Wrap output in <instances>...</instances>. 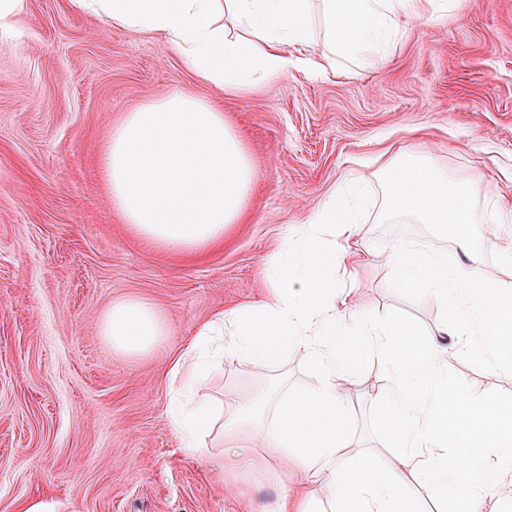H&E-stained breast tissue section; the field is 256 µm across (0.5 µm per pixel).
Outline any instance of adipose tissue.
Listing matches in <instances>:
<instances>
[{
    "mask_svg": "<svg viewBox=\"0 0 512 512\" xmlns=\"http://www.w3.org/2000/svg\"><path fill=\"white\" fill-rule=\"evenodd\" d=\"M329 22L315 48L309 0H71L74 9L112 26L166 33L202 82L228 90L288 69L312 73L340 53L388 52L416 20L442 21L458 0H321ZM113 207L129 230L157 249L196 255L241 223L255 172L224 113L174 91L126 113L107 135L101 159ZM385 217L410 216L462 246L482 243L475 207L494 215L507 205L479 197L477 175L440 170L430 154L387 157ZM358 213L339 192L314 209L296 241L270 259L269 286L255 303L224 310L171 359L184 393L170 416L182 454L216 456L218 470L273 473L282 486L269 506L231 485L247 512H411L414 493L439 500L457 489L466 512L512 488V403L489 404L448 379V360L463 354L512 370L501 356L512 344V245L501 251V277L475 275L444 250L386 245L376 250L406 288L452 304L453 331L420 348L396 320L376 323L353 302L347 275L359 251ZM99 330L121 354L143 356L165 343L163 314L138 297L116 300ZM301 351L320 366L305 393L272 386L245 392L236 411L221 409L204 386L225 361L276 365ZM371 383L387 412L393 457L360 448L343 392ZM460 401L449 406V393Z\"/></svg>",
    "mask_w": 512,
    "mask_h": 512,
    "instance_id": "adipose-tissue-1",
    "label": "adipose tissue"
}]
</instances>
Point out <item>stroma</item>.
Here are the masks:
<instances>
[{"label":"stroma","instance_id":"1","mask_svg":"<svg viewBox=\"0 0 512 512\" xmlns=\"http://www.w3.org/2000/svg\"><path fill=\"white\" fill-rule=\"evenodd\" d=\"M21 31L0 39V512L39 497L58 512H239L214 460L184 457L171 437V355L224 308L260 299L283 240L354 178L357 303L376 322L406 324L415 345L453 321L371 254L424 242L474 259L429 225L384 219L378 154L431 151L439 167L477 172L512 199V0H460L439 24L416 23L376 67L340 55L325 75L292 69L234 91L196 79L166 35L113 27L69 0H26ZM174 90L219 107L256 170L244 222L200 257L131 234L102 172L112 126ZM129 296L167 321L168 341L146 356L113 352L99 332ZM282 375L300 393L320 370L298 351L274 367L225 363L207 387L229 409ZM448 376L480 399L512 401V370L460 355ZM347 396L356 441L386 450L384 408L363 385Z\"/></svg>","mask_w":512,"mask_h":512}]
</instances>
